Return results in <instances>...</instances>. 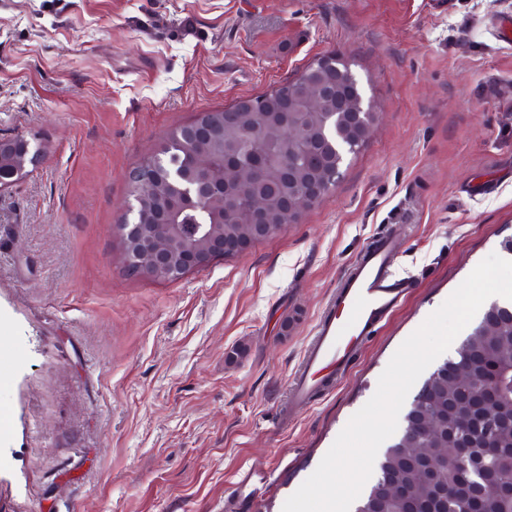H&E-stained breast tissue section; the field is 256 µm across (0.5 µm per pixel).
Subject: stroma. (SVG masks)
Segmentation results:
<instances>
[{"label":"stroma","instance_id":"1","mask_svg":"<svg viewBox=\"0 0 512 512\" xmlns=\"http://www.w3.org/2000/svg\"><path fill=\"white\" fill-rule=\"evenodd\" d=\"M512 0H0V512H282L402 342L512 236ZM377 114L296 222L176 280L130 273V172L326 55ZM401 304L282 413L369 244ZM30 155L29 143L21 136L0 137V188L12 183L14 179H6L3 168L7 164L21 168L20 174L26 168Z\"/></svg>","mask_w":512,"mask_h":512}]
</instances>
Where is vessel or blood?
<instances>
[{
  "mask_svg": "<svg viewBox=\"0 0 512 512\" xmlns=\"http://www.w3.org/2000/svg\"><path fill=\"white\" fill-rule=\"evenodd\" d=\"M392 249V238L376 239L345 273L307 346L292 385L290 408L303 406L343 375L352 346L396 307L405 287L388 275Z\"/></svg>",
  "mask_w": 512,
  "mask_h": 512,
  "instance_id": "vessel-or-blood-1",
  "label": "vessel or blood"
}]
</instances>
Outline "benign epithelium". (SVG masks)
<instances>
[{
    "label": "benign epithelium",
    "instance_id": "1",
    "mask_svg": "<svg viewBox=\"0 0 512 512\" xmlns=\"http://www.w3.org/2000/svg\"><path fill=\"white\" fill-rule=\"evenodd\" d=\"M300 95L307 108L318 109L327 100L325 85L313 71L298 82ZM238 113L208 112L204 119H197L189 128V142H207L212 146L223 144L224 127L236 123ZM30 155L29 143L21 136L0 137V167L7 164L26 168ZM169 173L159 157L143 161L130 174V181L139 190L130 207L132 218L119 225L125 245L127 268L137 274L165 279H178L190 270L206 266L217 257L232 254L248 247L257 238H266L279 230L268 221L270 202L261 189L267 176L263 164L254 160L251 177L254 180L248 194L230 193L225 206L232 216L244 214L249 232L244 236L229 235L222 224H173L171 219L179 208L196 205L202 198V185L186 175L184 187L174 197L159 192V185ZM338 169L320 170L317 179L307 184L303 191L282 197L286 214L297 216L317 201L328 188L338 182ZM459 362L455 364L454 380L464 390L478 392L486 398L512 395V363L499 365L494 375L477 378L468 368L469 346L464 342L457 349ZM434 398L430 389H420L412 399L410 416L405 418L406 434L394 445L400 449L418 433L427 438V449L432 474H438L443 466L453 465L475 475L474 486L478 493L467 491V485L443 487V495L454 498L458 512H495V504L504 495L512 497V487L489 475L493 461L479 443L486 440L497 426L492 422L484 431L471 433L466 412L457 413L455 422L443 426L438 417L430 415L428 402Z\"/></svg>",
    "mask_w": 512,
    "mask_h": 512
}]
</instances>
